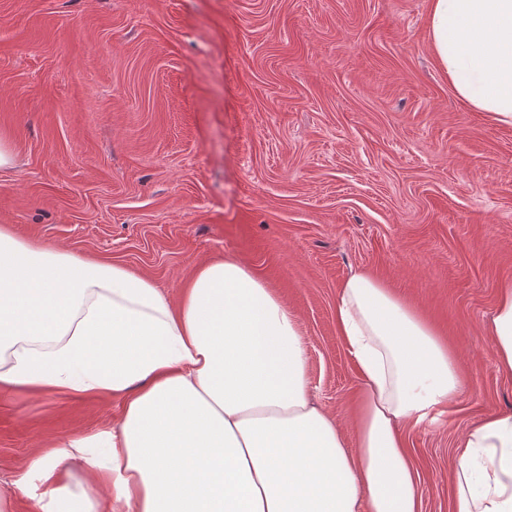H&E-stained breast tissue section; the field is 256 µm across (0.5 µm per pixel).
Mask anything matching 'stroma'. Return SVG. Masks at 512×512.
I'll return each instance as SVG.
<instances>
[{
  "mask_svg": "<svg viewBox=\"0 0 512 512\" xmlns=\"http://www.w3.org/2000/svg\"><path fill=\"white\" fill-rule=\"evenodd\" d=\"M431 0H0V225L177 297L229 257L299 319L316 404L352 431L336 328L354 272L447 338L454 410L406 430L423 512H452L457 441L512 412L486 326L512 281V126L460 101ZM109 395L0 390V506L35 453L119 420Z\"/></svg>",
  "mask_w": 512,
  "mask_h": 512,
  "instance_id": "obj_1",
  "label": "stroma"
}]
</instances>
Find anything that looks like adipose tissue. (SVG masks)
Masks as SVG:
<instances>
[{
	"instance_id": "ef3b65f1",
	"label": "adipose tissue",
	"mask_w": 512,
	"mask_h": 512,
	"mask_svg": "<svg viewBox=\"0 0 512 512\" xmlns=\"http://www.w3.org/2000/svg\"><path fill=\"white\" fill-rule=\"evenodd\" d=\"M429 40L456 95L512 125V0H432ZM336 324L360 380L350 440L310 399L296 314L238 261L198 264L173 300L1 225L0 388L123 401L118 424L43 450L17 488L39 512H422L404 429L450 412L456 358L365 272L341 285ZM488 334L512 376L511 282ZM453 481V512H512V412L459 439Z\"/></svg>"
}]
</instances>
